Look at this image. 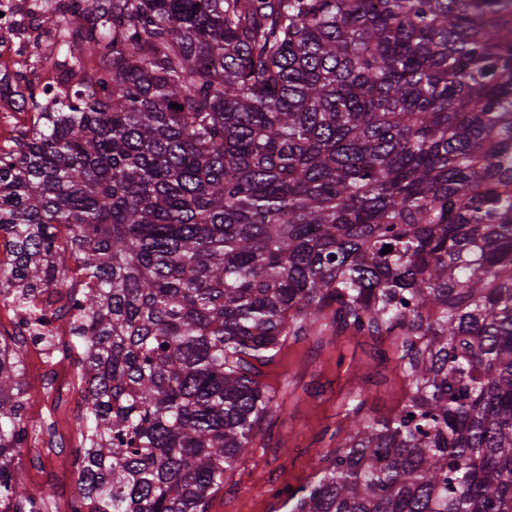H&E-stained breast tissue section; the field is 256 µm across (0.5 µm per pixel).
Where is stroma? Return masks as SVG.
Returning a JSON list of instances; mask_svg holds the SVG:
<instances>
[{
    "label": "stroma",
    "instance_id": "1",
    "mask_svg": "<svg viewBox=\"0 0 512 512\" xmlns=\"http://www.w3.org/2000/svg\"><path fill=\"white\" fill-rule=\"evenodd\" d=\"M27 388L33 398L25 414L37 421L23 456L30 494H49L70 507L78 490L73 463L84 446L78 426L83 401L59 400L50 393L58 372L79 384L78 355L68 336L60 337L52 359L29 356ZM262 380L278 393L280 408L260 425L247 456L224 476L207 512H288L280 488L306 486L331 456L348 429L347 412L357 398L375 418L392 414L403 401L406 384L397 365L393 339L357 336L326 328L314 336L289 340ZM54 449L41 462L34 451Z\"/></svg>",
    "mask_w": 512,
    "mask_h": 512
}]
</instances>
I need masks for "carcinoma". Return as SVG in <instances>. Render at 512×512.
I'll list each match as a JSON object with an SVG mask.
<instances>
[{"instance_id":"cac0c4a2","label":"carcinoma","mask_w":512,"mask_h":512,"mask_svg":"<svg viewBox=\"0 0 512 512\" xmlns=\"http://www.w3.org/2000/svg\"><path fill=\"white\" fill-rule=\"evenodd\" d=\"M46 2L0 296L67 289L72 512H206L280 407L260 367L327 319L394 337L408 392L289 512H512V0ZM19 362L1 338L0 502L42 512Z\"/></svg>"}]
</instances>
